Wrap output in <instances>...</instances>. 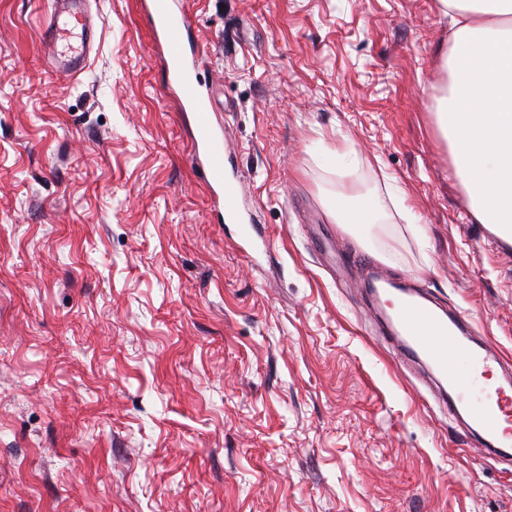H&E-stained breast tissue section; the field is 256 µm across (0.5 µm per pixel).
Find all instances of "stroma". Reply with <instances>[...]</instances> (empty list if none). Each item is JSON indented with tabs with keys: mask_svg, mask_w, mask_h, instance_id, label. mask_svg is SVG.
Returning <instances> with one entry per match:
<instances>
[{
	"mask_svg": "<svg viewBox=\"0 0 512 512\" xmlns=\"http://www.w3.org/2000/svg\"><path fill=\"white\" fill-rule=\"evenodd\" d=\"M50 4L0 0V512H512V469L465 451L342 262L387 256L512 363V249L435 122V0H184L235 223L136 0H94L73 81ZM341 194L393 218L361 239ZM74 21L82 29V40L78 50L65 55L58 51V42L65 39L68 22ZM42 42L51 57L56 72L68 78L77 76L86 66L94 49L97 22L90 13L88 0H52L51 10L42 21Z\"/></svg>",
	"mask_w": 512,
	"mask_h": 512,
	"instance_id": "35a3bbf8",
	"label": "stroma"
}]
</instances>
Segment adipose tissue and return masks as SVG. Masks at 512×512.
<instances>
[{
    "label": "adipose tissue",
    "instance_id": "obj_1",
    "mask_svg": "<svg viewBox=\"0 0 512 512\" xmlns=\"http://www.w3.org/2000/svg\"><path fill=\"white\" fill-rule=\"evenodd\" d=\"M454 30L438 128L478 223L512 229V0H436Z\"/></svg>",
    "mask_w": 512,
    "mask_h": 512
}]
</instances>
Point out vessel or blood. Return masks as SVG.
<instances>
[{
  "instance_id": "vessel-or-blood-1",
  "label": "vessel or blood",
  "mask_w": 512,
  "mask_h": 512,
  "mask_svg": "<svg viewBox=\"0 0 512 512\" xmlns=\"http://www.w3.org/2000/svg\"><path fill=\"white\" fill-rule=\"evenodd\" d=\"M144 15L158 40L164 44L165 83L178 92L182 111L192 119L194 153L214 203L223 207L227 221H237L241 186L227 176L224 167V130L213 121L216 109L211 94L203 92L194 71L205 62L203 53L186 54L192 26L177 18L167 0H142ZM82 29V40L73 54L59 53L68 22ZM97 23L89 0H52L51 10L42 21L41 37L55 71L66 77L77 76L94 49ZM349 264L369 271L374 293L383 295L388 335L396 340L401 362H424L441 387L440 403L450 417L466 416L470 447L503 458L512 452V375H500L494 386L481 384L498 358L485 346L474 343L468 334L469 322L462 316L439 313L424 303L412 289L394 287L385 267L374 259L351 256Z\"/></svg>"
}]
</instances>
